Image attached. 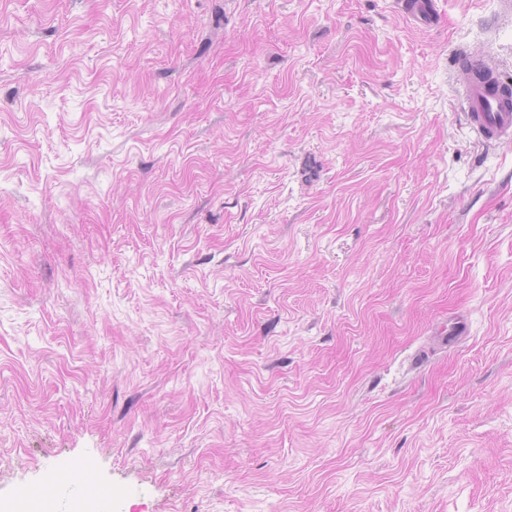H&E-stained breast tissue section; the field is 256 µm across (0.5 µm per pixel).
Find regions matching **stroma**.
Returning a JSON list of instances; mask_svg holds the SVG:
<instances>
[{"instance_id":"35a3bbf8","label":"stroma","mask_w":512,"mask_h":512,"mask_svg":"<svg viewBox=\"0 0 512 512\" xmlns=\"http://www.w3.org/2000/svg\"><path fill=\"white\" fill-rule=\"evenodd\" d=\"M410 2L0 0V504L512 512V15ZM464 69L456 87L458 106L466 118L475 141L481 146L510 143L512 141V97L511 107L501 96L492 94L488 85L468 77Z\"/></svg>"}]
</instances>
